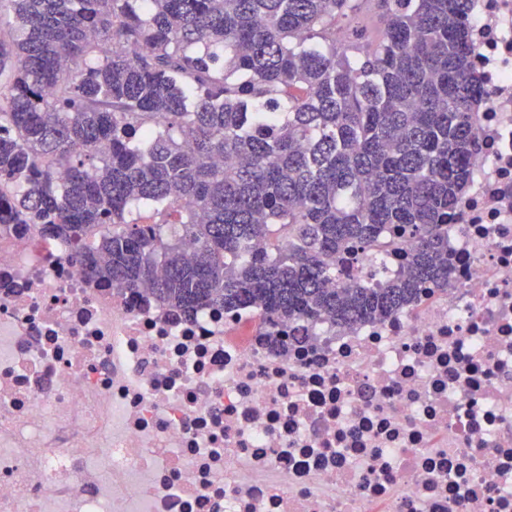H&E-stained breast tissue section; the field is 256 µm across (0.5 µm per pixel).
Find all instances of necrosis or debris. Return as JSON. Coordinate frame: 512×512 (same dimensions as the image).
<instances>
[{
	"instance_id": "1",
	"label": "necrosis or debris",
	"mask_w": 512,
	"mask_h": 512,
	"mask_svg": "<svg viewBox=\"0 0 512 512\" xmlns=\"http://www.w3.org/2000/svg\"><path fill=\"white\" fill-rule=\"evenodd\" d=\"M447 287L385 320L184 321L0 224V512H512V0H473Z\"/></svg>"
}]
</instances>
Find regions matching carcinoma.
<instances>
[{
	"label": "carcinoma",
	"instance_id": "obj_1",
	"mask_svg": "<svg viewBox=\"0 0 512 512\" xmlns=\"http://www.w3.org/2000/svg\"><path fill=\"white\" fill-rule=\"evenodd\" d=\"M471 2L8 0L0 224L185 317H388L448 284L483 96ZM365 5L377 44H341ZM148 205L160 222L127 219ZM391 225L407 270L345 279L398 244Z\"/></svg>",
	"mask_w": 512,
	"mask_h": 512
}]
</instances>
